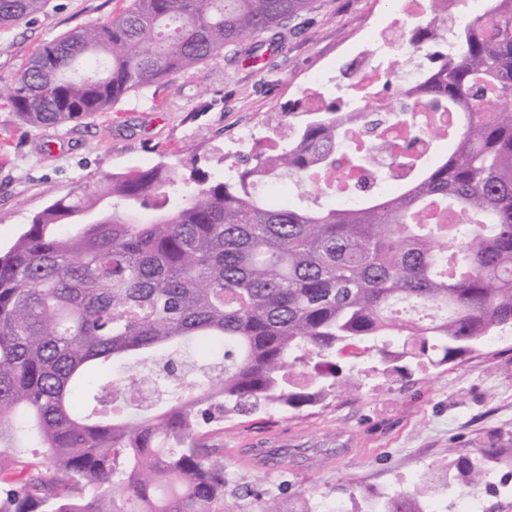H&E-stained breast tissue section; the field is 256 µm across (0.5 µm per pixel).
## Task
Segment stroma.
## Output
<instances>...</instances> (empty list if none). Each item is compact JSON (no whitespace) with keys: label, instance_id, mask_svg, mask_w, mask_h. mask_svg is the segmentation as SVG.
Returning <instances> with one entry per match:
<instances>
[{"label":"stroma","instance_id":"35a3bbf8","mask_svg":"<svg viewBox=\"0 0 512 512\" xmlns=\"http://www.w3.org/2000/svg\"><path fill=\"white\" fill-rule=\"evenodd\" d=\"M126 0H47L45 10L0 29V78L62 33L117 14ZM391 0H315L304 24L265 33L224 59L152 86L148 106L112 111L58 128L21 123L0 101V251L32 217L67 191L103 175L214 152L248 153L247 134L273 144L288 133L287 110L306 100L315 77L335 87L355 52L392 10ZM492 429L512 431V333L463 361L412 366L409 377L367 372L359 391L326 406L224 423L230 477L290 500L395 489L473 452Z\"/></svg>","mask_w":512,"mask_h":512}]
</instances>
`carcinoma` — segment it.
<instances>
[{
    "instance_id": "carcinoma-1",
    "label": "carcinoma",
    "mask_w": 512,
    "mask_h": 512,
    "mask_svg": "<svg viewBox=\"0 0 512 512\" xmlns=\"http://www.w3.org/2000/svg\"><path fill=\"white\" fill-rule=\"evenodd\" d=\"M314 0H128L104 22L42 43L0 81L22 123L109 112L177 72L236 57L245 41L302 18ZM45 0H0V28ZM402 41L433 63L413 95L368 105L347 85L343 112L303 111L288 139L229 161L217 177L190 159L79 186L0 252V512H431L450 488L495 492L512 476V434L392 494L328 509L233 484L224 420L286 414L360 388L341 360L373 354L442 366L512 331V0L448 32L431 13ZM432 155L399 152L393 192L376 149L387 124ZM352 157L372 183L352 185ZM320 185L328 204L283 193ZM191 342L221 360L183 364ZM90 383L95 406L79 412ZM162 398L143 402L145 386Z\"/></svg>"
}]
</instances>
